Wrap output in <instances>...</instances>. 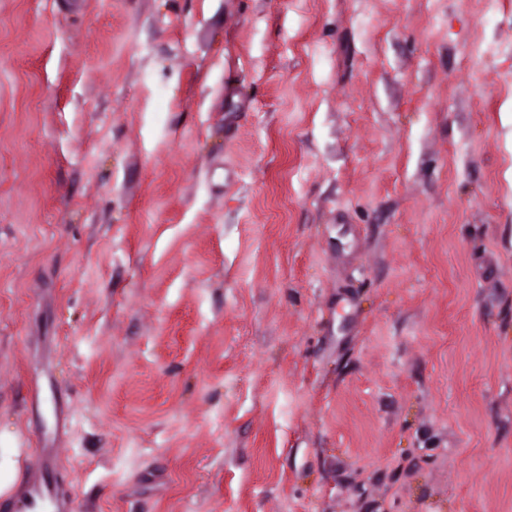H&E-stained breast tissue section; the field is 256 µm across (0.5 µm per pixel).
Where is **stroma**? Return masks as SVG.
<instances>
[{
  "mask_svg": "<svg viewBox=\"0 0 512 512\" xmlns=\"http://www.w3.org/2000/svg\"><path fill=\"white\" fill-rule=\"evenodd\" d=\"M0 430L75 512H512V0H0Z\"/></svg>",
  "mask_w": 512,
  "mask_h": 512,
  "instance_id": "obj_1",
  "label": "stroma"
}]
</instances>
